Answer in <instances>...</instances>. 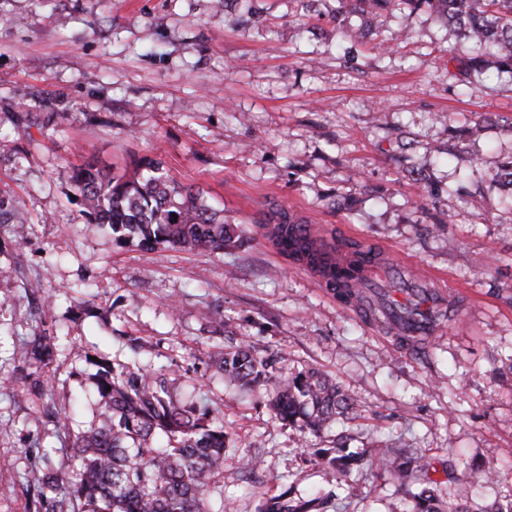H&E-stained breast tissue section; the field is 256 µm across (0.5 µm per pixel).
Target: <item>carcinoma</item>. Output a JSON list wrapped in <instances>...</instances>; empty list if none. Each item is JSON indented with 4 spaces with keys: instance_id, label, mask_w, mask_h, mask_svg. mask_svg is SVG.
<instances>
[{
    "instance_id": "cac0c4a2",
    "label": "carcinoma",
    "mask_w": 512,
    "mask_h": 512,
    "mask_svg": "<svg viewBox=\"0 0 512 512\" xmlns=\"http://www.w3.org/2000/svg\"><path fill=\"white\" fill-rule=\"evenodd\" d=\"M337 15L362 18L388 9L395 0H337ZM410 9L427 8L457 29L464 43L443 53L466 72L495 68L512 70V0H400ZM75 200L88 224L107 227L119 246L137 243L151 250L173 249L215 252L238 243L224 211L204 203L200 191L179 185L159 160L142 157L133 172L112 174L86 162L70 171ZM18 202L0 194V223L17 220ZM285 214L280 236L291 256L326 265L329 254L295 236ZM418 292L406 302H392L399 313L425 317ZM50 339H36L24 353L42 361L51 357ZM287 361L285 354L256 356L250 347L236 345L222 353L218 369L224 380L266 398L279 417L316 435L337 420L363 417L341 387L323 373L310 369L288 376L273 366ZM93 374L99 412L72 441V454L35 479L34 512H56L57 498L69 495L79 502L77 512H214L212 492L224 472L229 435L224 417L207 403L183 402L173 380L163 370L95 363ZM315 458L338 470L346 485L370 467L387 474L412 499V512H512L495 503L480 506L465 493L466 480L448 491L443 502L428 478L423 458L396 448L351 451L332 441L314 450ZM336 492L317 491L306 498L290 491L263 501L257 512H335Z\"/></svg>"
}]
</instances>
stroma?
Listing matches in <instances>:
<instances>
[{"instance_id": "obj_1", "label": "stroma", "mask_w": 512, "mask_h": 512, "mask_svg": "<svg viewBox=\"0 0 512 512\" xmlns=\"http://www.w3.org/2000/svg\"><path fill=\"white\" fill-rule=\"evenodd\" d=\"M336 6L0 0V192L27 219L20 241L0 224V512H27L33 475L95 418L94 357L171 365L180 398L221 411L235 512L287 488L337 490L340 512H410L385 478L337 489L311 454L320 437L226 384L216 363L239 343L286 352L283 375L322 370L363 406L332 428L347 448L416 450L437 480L477 465L494 479L473 494L512 503V214L486 181L512 159V73L462 84L440 54L455 32L424 10L380 12L389 49L368 53ZM145 155L243 246L119 247L86 223L68 170ZM284 211L443 277L464 294L458 320L422 351L370 328L266 246L262 225ZM47 329L53 355L26 358Z\"/></svg>"}]
</instances>
